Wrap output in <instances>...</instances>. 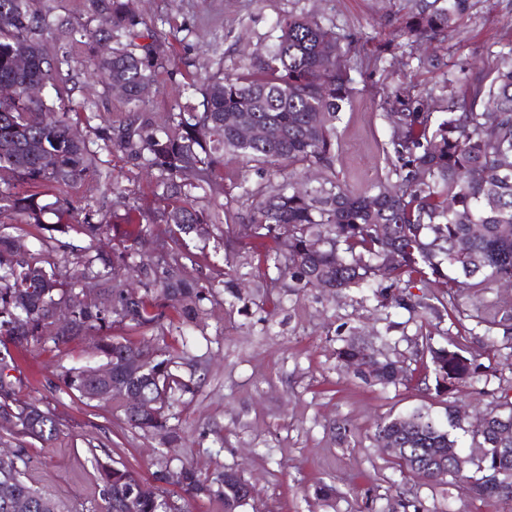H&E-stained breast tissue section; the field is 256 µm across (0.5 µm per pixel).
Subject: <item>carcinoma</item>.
Returning a JSON list of instances; mask_svg holds the SVG:
<instances>
[{
	"mask_svg": "<svg viewBox=\"0 0 512 512\" xmlns=\"http://www.w3.org/2000/svg\"><path fill=\"white\" fill-rule=\"evenodd\" d=\"M91 10L108 28L69 16L46 19L33 0H0V86L14 88L0 97V215L9 211L18 223L44 234L38 248L20 250L21 236L0 228V347L13 344L41 354L47 344H66L77 338L92 341L99 361L64 367L63 386L93 401L86 374L108 368L110 380L101 384L143 390L157 403L149 411L128 407L115 393L107 403L134 429L171 439L167 422L181 397L194 391L193 376L181 372L193 329L205 314L204 301L223 286L241 299L240 282L226 271L219 280L192 284L179 278L186 260L196 254L187 238L201 226L220 232L223 243L237 254L257 257L260 286L287 282L297 291L330 286L359 290L390 301L422 317L440 316L452 307L457 320L482 331L487 346L512 357V299L495 297L472 309L438 300L410 289L461 286L476 295L501 279H512V47L499 52L487 73L462 71L448 79V95L432 99L399 86L383 92L390 123L384 149L387 173L365 192L336 179L337 113L353 97L348 66L338 51L336 32L316 20L288 15L276 20L272 44L257 62L233 75L218 73L199 87L202 109L186 105L168 112L160 122L131 120L102 130L99 139L122 160L138 162L153 178L154 196L163 208L145 221L112 212L96 218L89 206H78L69 189L88 174L106 188L118 190V176L98 167L96 152L72 133V108L61 96L58 105L30 98L25 89L41 85L58 90L62 66L79 64L127 103L142 100L141 90L155 83L167 59L159 52L163 33L148 25L135 0H91ZM470 8L469 0H443L440 6L414 0L404 34L419 45L445 42ZM82 43L89 51L81 60L68 52L49 58L63 45ZM464 88L460 94L454 85ZM251 118L267 127L265 139L246 143L235 119ZM245 158L264 168L277 163L292 167L290 174L316 166L323 171L317 185L299 188L290 181L269 183L253 195L245 224L223 223L224 205L203 208L197 192L208 178H224L226 163ZM52 195L53 204L43 202ZM125 229L114 238L112 255L101 251L82 261V269L61 277L54 256V233L78 228L94 242L111 225ZM386 233H378V225ZM321 247L312 249V244ZM395 255L391 270L383 269L387 254ZM88 277L100 281V299L77 291ZM59 302L70 307V319L55 325L52 313ZM177 321L182 353L169 347L152 348L146 369L134 374L125 361L134 342L116 332L127 328L148 331ZM417 355L430 357L434 390L449 394L460 383L483 375L484 364L468 357L456 344L436 347L422 336ZM365 349L349 342L337 358L360 366ZM14 359L0 354V427L13 430L15 452L0 458V512H65L64 506L33 488L22 467L29 462L28 445L43 448L61 444L53 416L37 402H20L21 380L12 375ZM403 367L382 363L374 380L396 382ZM460 427L453 409L447 423L428 411H415L380 421L375 435L395 437L409 455L426 457L429 448H457L453 431ZM471 447L488 448V471H499L477 494L512 504V399L505 396L479 428L470 431ZM162 464L154 473L157 495L142 498L143 480L126 467L95 459L98 474L92 494L101 500L100 512H166L169 491ZM185 495L217 501L224 512L244 506V480L227 472L209 480L190 464L179 467Z\"/></svg>",
	"mask_w": 512,
	"mask_h": 512,
	"instance_id": "1",
	"label": "carcinoma"
}]
</instances>
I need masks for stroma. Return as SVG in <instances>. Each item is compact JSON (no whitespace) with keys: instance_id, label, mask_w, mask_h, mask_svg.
<instances>
[{"instance_id":"stroma-1","label":"stroma","mask_w":512,"mask_h":512,"mask_svg":"<svg viewBox=\"0 0 512 512\" xmlns=\"http://www.w3.org/2000/svg\"><path fill=\"white\" fill-rule=\"evenodd\" d=\"M136 6L157 28H179L176 50L201 80L249 65L271 44L281 16L303 15L332 28L344 58L363 60L361 69L350 73L357 92L336 119V174L358 191L386 174L389 126L381 88L442 92L438 71L418 66L401 34L410 0H136ZM509 46L512 0H470L453 38L438 53L449 70H488ZM61 88L73 103L95 101L92 113L72 131L97 151L105 168L117 159L97 139V127L119 125L135 111L154 119L202 100L184 90L175 68L160 71L135 109L104 87L88 88L76 70ZM267 180L254 163L240 159L225 167L208 197L225 203L229 223L241 224L250 213L247 190L261 189ZM189 245L205 258L186 264L183 275L207 282L224 266L223 242L214 231L191 238ZM243 293V301L230 305L219 288L207 305L190 352L199 387L169 421L180 436L174 446L129 428L108 405L61 388V367L93 361L91 341L76 340L39 357L11 348L24 380L20 401L41 402L63 432L62 446L30 448L26 474L34 487L70 512H94L95 459L125 464L149 483L157 462L172 457L209 477L239 471L255 489L241 512H394L408 501L419 512H512L511 505L480 498L464 479L446 484L403 477L374 437L381 420L417 410L441 418L449 406L461 409L462 427L472 429L481 413L495 408L501 392L512 389V364L490 355L469 323L446 316L433 331L435 345H460L487 367L480 382L460 384L446 396L436 394L433 379L418 368L419 321L407 311L382 309L355 290L316 288L283 297L275 289L256 290L248 279ZM347 339L372 344L378 358L403 360V381L366 384L336 359ZM338 424L346 427L345 435L335 432Z\"/></svg>"}]
</instances>
